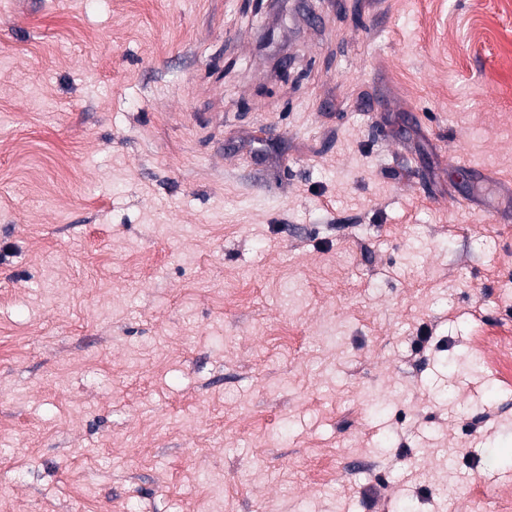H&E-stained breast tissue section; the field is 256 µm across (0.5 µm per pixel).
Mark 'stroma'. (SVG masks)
<instances>
[{
    "instance_id": "stroma-1",
    "label": "stroma",
    "mask_w": 512,
    "mask_h": 512,
    "mask_svg": "<svg viewBox=\"0 0 512 512\" xmlns=\"http://www.w3.org/2000/svg\"><path fill=\"white\" fill-rule=\"evenodd\" d=\"M488 336L512 0H0V512H505Z\"/></svg>"
}]
</instances>
